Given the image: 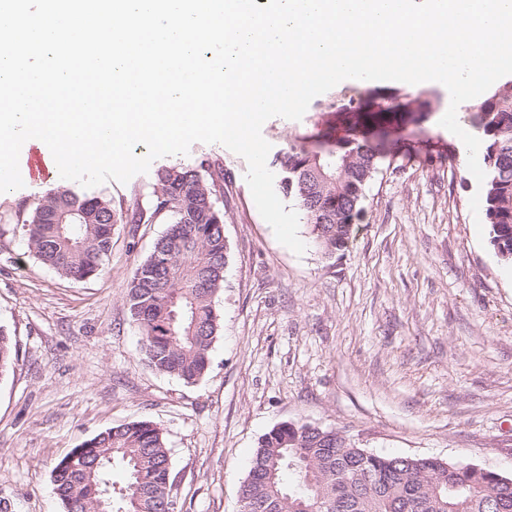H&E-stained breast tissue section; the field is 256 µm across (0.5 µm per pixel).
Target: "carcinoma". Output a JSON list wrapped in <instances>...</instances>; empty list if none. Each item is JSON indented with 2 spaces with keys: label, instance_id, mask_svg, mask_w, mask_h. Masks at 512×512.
<instances>
[{
  "label": "carcinoma",
  "instance_id": "1",
  "mask_svg": "<svg viewBox=\"0 0 512 512\" xmlns=\"http://www.w3.org/2000/svg\"><path fill=\"white\" fill-rule=\"evenodd\" d=\"M370 92L357 88L351 95L343 87L316 100L313 109L331 114L333 123L296 137L271 160L288 180L283 194L298 202L327 258L347 248L366 187L409 127L422 131L437 97L431 87L393 88L379 96L377 111L365 112ZM466 113L482 141L491 244L512 262V75L498 79ZM222 204L224 163L206 157L157 170L144 204L57 190L0 213V224L21 226L37 260L82 281L102 271L115 225L168 223L134 268L126 303L147 365L190 384L207 372L218 333L215 298L229 261ZM15 357L12 338L0 327V376ZM82 447L79 458L62 459L53 471L64 512H173L170 458L156 424H120ZM116 463L126 475L120 488L112 482ZM290 473L296 490L286 482ZM242 502L244 512H512V484L476 465L376 454L336 430L283 422L259 439Z\"/></svg>",
  "mask_w": 512,
  "mask_h": 512
}]
</instances>
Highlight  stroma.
Instances as JSON below:
<instances>
[{
    "instance_id": "obj_1",
    "label": "stroma",
    "mask_w": 512,
    "mask_h": 512,
    "mask_svg": "<svg viewBox=\"0 0 512 512\" xmlns=\"http://www.w3.org/2000/svg\"><path fill=\"white\" fill-rule=\"evenodd\" d=\"M436 104L403 158L382 165L342 254L281 245L260 216L246 160L220 144L158 158L94 196L145 199L155 171L224 161L229 262L220 331L196 384L156 373L126 283L167 225L121 224L103 271L81 283L0 236V327L18 358L0 376V498L62 512L52 474L101 431L147 419L163 431L177 512H239L259 438L288 421L368 451L434 456L512 477V264L490 243L484 167L456 158Z\"/></svg>"
}]
</instances>
